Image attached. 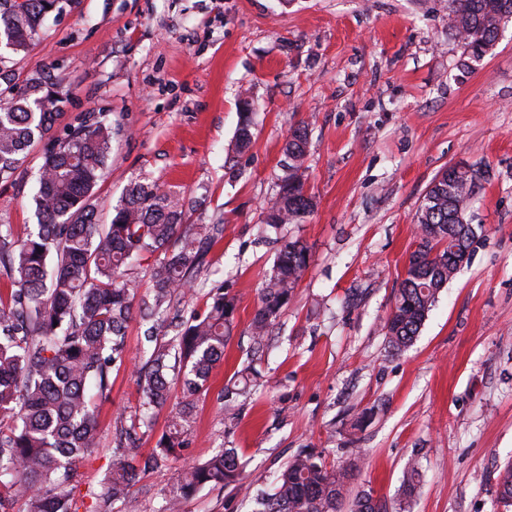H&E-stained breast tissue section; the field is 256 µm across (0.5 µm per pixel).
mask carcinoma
Returning <instances> with one entry per match:
<instances>
[{"label": "carcinoma", "instance_id": "carcinoma-1", "mask_svg": "<svg viewBox=\"0 0 512 512\" xmlns=\"http://www.w3.org/2000/svg\"><path fill=\"white\" fill-rule=\"evenodd\" d=\"M75 0H0V183L14 179L27 151L48 139L33 195L37 223L19 237L0 224V275L10 283L0 293V478L24 512H76V462L97 445V424L87 399L89 386L110 392V371L127 359L128 324H147L149 357L135 366L141 419H151L178 381L183 401L172 412L156 448L143 455L130 427L117 438L112 471L89 490L94 512H115L126 503L139 476L176 458L186 446L193 401L206 388L210 370L224 357L237 310L236 295L213 288L209 303L174 326V336L158 341L176 296L192 293L207 247L224 235V224H186V198L153 180L129 186L114 207L110 223L97 219L95 195L112 154V123L100 112H86L63 137H52L66 103L64 78L53 67L20 77L7 66L3 51L20 54L33 45L47 15L61 13ZM512 18V0H448V30L463 44L468 61L484 57ZM309 125L290 131L288 166L264 223L278 228L299 224L314 209L303 173ZM252 124L239 113L236 141L246 149ZM434 179L417 211L419 242L399 282L382 329L398 353L420 333L442 288L458 271L453 249L474 251L476 237L462 222L479 188L481 173L453 165ZM311 261L298 240L282 242L277 261L258 294L250 323L255 349L291 302ZM146 266L151 288L136 301L137 276ZM252 367L240 371L239 384L224 387L225 413L235 415V397L250 393ZM243 463L235 448H222L184 469L166 498L163 512L183 505L206 485L232 486L255 503L253 512H339L351 473L329 467L321 454L300 449L277 474L270 491L242 483ZM420 480L418 466L401 479L400 512H412ZM496 496L512 506V462L499 470ZM351 512H383L369 493L356 496Z\"/></svg>", "mask_w": 512, "mask_h": 512}]
</instances>
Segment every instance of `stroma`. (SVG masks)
Masks as SVG:
<instances>
[{"mask_svg":"<svg viewBox=\"0 0 512 512\" xmlns=\"http://www.w3.org/2000/svg\"><path fill=\"white\" fill-rule=\"evenodd\" d=\"M448 0H80L49 18L35 46L11 58L20 75L46 65L65 77L55 127L103 109L114 136L97 188L109 222L131 183L156 180L195 203L191 224L224 220L194 295L238 298L224 359L194 401L188 446L142 475L122 512H162L178 472L216 449H238L245 482L269 487L301 448L353 476L340 512L362 492L400 499L406 464L422 480L413 512H503L499 469L512 460V21L480 61L461 68ZM250 92L254 140L236 147L237 102ZM308 123L304 223L286 225L312 260L262 352L249 323L275 259L263 211L284 174L292 127ZM41 163L33 147L0 183V224L35 223ZM488 171L467 218L481 226L470 262L440 293L417 340L391 353L381 329L411 253L416 213L448 166ZM144 328L126 333L128 363L99 401L98 445L79 463L77 512L112 466L121 426L139 417L133 364ZM258 386L235 421L224 387L243 363ZM372 416L356 426L360 411ZM235 489L207 486L184 512H252Z\"/></svg>","mask_w":512,"mask_h":512,"instance_id":"35a3bbf8","label":"stroma"}]
</instances>
